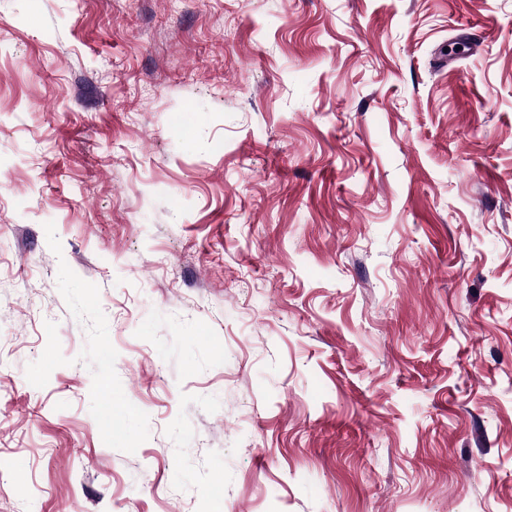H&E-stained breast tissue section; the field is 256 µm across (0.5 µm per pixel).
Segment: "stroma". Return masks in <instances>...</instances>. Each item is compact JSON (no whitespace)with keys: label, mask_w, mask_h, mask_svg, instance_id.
Returning a JSON list of instances; mask_svg holds the SVG:
<instances>
[{"label":"stroma","mask_w":512,"mask_h":512,"mask_svg":"<svg viewBox=\"0 0 512 512\" xmlns=\"http://www.w3.org/2000/svg\"><path fill=\"white\" fill-rule=\"evenodd\" d=\"M0 512H512V0H0Z\"/></svg>","instance_id":"1"}]
</instances>
